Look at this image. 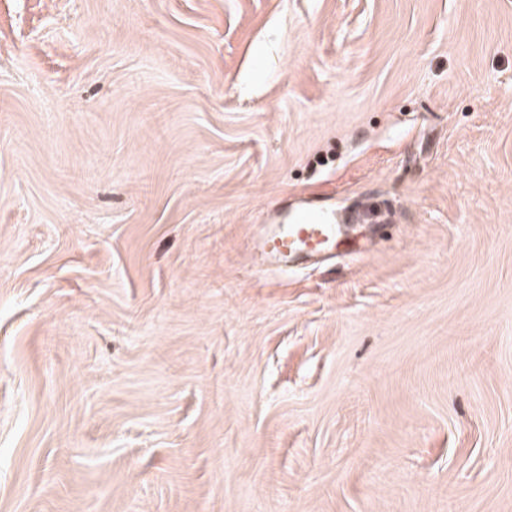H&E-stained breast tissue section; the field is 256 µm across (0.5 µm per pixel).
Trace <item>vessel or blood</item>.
<instances>
[{
    "mask_svg": "<svg viewBox=\"0 0 512 512\" xmlns=\"http://www.w3.org/2000/svg\"><path fill=\"white\" fill-rule=\"evenodd\" d=\"M343 243L342 223L331 214L306 207L285 215L259 248L268 259L292 263L326 255Z\"/></svg>",
    "mask_w": 512,
    "mask_h": 512,
    "instance_id": "1",
    "label": "vessel or blood"
}]
</instances>
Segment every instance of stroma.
<instances>
[{
  "instance_id": "1",
  "label": "stroma",
  "mask_w": 512,
  "mask_h": 512,
  "mask_svg": "<svg viewBox=\"0 0 512 512\" xmlns=\"http://www.w3.org/2000/svg\"><path fill=\"white\" fill-rule=\"evenodd\" d=\"M0 512H512V0H0ZM343 224L312 207L286 214L260 243L261 253L278 263H293L332 253L344 244Z\"/></svg>"
}]
</instances>
